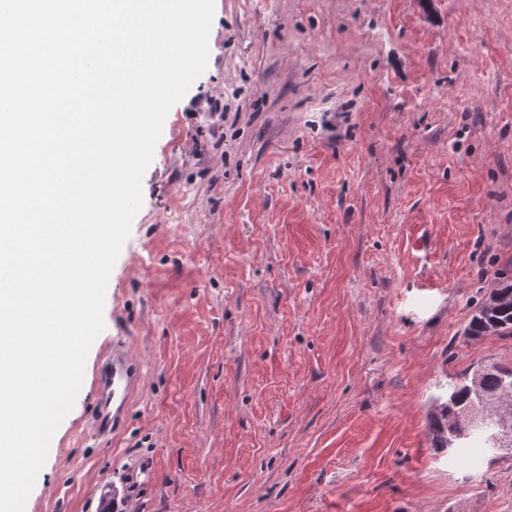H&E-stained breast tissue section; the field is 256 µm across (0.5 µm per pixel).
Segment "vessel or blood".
<instances>
[{
  "label": "vessel or blood",
  "instance_id": "vessel-or-blood-1",
  "mask_svg": "<svg viewBox=\"0 0 512 512\" xmlns=\"http://www.w3.org/2000/svg\"><path fill=\"white\" fill-rule=\"evenodd\" d=\"M141 381V368L123 339L112 342V348L99 366L95 392L98 409L91 429L103 435L118 427L128 410L131 393Z\"/></svg>",
  "mask_w": 512,
  "mask_h": 512
}]
</instances>
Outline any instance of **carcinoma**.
<instances>
[{
	"label": "carcinoma",
	"instance_id": "1",
	"mask_svg": "<svg viewBox=\"0 0 512 512\" xmlns=\"http://www.w3.org/2000/svg\"><path fill=\"white\" fill-rule=\"evenodd\" d=\"M466 334L470 337L512 336V279L501 282L486 301L472 315ZM512 380V370L496 365H484L464 377V381L450 386L446 401L437 405L430 430L433 447L451 448L471 435L468 426L451 425L454 412L481 400L500 395L505 384Z\"/></svg>",
	"mask_w": 512,
	"mask_h": 512
}]
</instances>
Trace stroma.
Segmentation results:
<instances>
[{
	"label": "stroma",
	"instance_id": "1",
	"mask_svg": "<svg viewBox=\"0 0 512 512\" xmlns=\"http://www.w3.org/2000/svg\"><path fill=\"white\" fill-rule=\"evenodd\" d=\"M24 512H512L435 449L512 277V0H214ZM143 383L93 437L113 337ZM466 334L470 337L512 336V279L501 282L472 315Z\"/></svg>",
	"mask_w": 512,
	"mask_h": 512
}]
</instances>
